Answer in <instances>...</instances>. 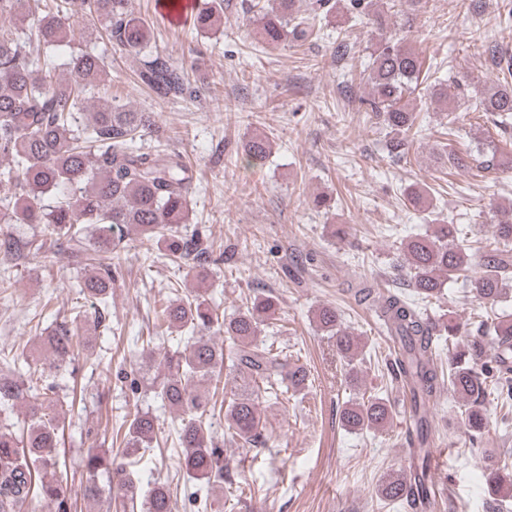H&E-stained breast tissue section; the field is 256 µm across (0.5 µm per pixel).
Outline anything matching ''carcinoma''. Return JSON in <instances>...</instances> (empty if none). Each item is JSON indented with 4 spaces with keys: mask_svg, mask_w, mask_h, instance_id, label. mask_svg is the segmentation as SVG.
<instances>
[{
    "mask_svg": "<svg viewBox=\"0 0 512 512\" xmlns=\"http://www.w3.org/2000/svg\"><path fill=\"white\" fill-rule=\"evenodd\" d=\"M28 0H0V158L8 170L0 177V223L40 224L49 240L66 238L86 242V260L93 274L82 283L91 310L73 312L71 324L62 323L38 336L44 353L12 358L14 372L0 374V512H39L41 503L53 512H70L60 468L66 415L49 412L66 400L74 408L71 388L59 396L56 382L83 349L77 320L99 328L112 298V285L121 277V248L131 232L141 246L163 247L166 259L185 276L196 277L210 262L199 232L187 231L193 167L178 153H168L145 142L159 132L152 112L132 109L108 92L110 67L106 56L93 50L70 52L66 78H54L40 65L46 49H60L72 41V19L90 16L101 24L110 42L127 52L147 47L152 30L136 11L134 0H41L33 12ZM296 0H243L244 13L252 15L261 39L269 46L288 40L303 44L314 34L307 17L298 14ZM351 10L380 31L371 62L361 71L369 93L358 99L357 111L378 129L387 131L390 157L409 153L416 114L410 97L422 85L423 60L399 34L389 30L385 11L377 0H349ZM193 28L217 34L224 25V0H205L192 19ZM34 32L36 43L22 40L20 27ZM141 80L159 98L184 91V76L167 57L156 55L144 64ZM424 86V85H422ZM425 95L445 106L448 135L457 120L451 104L457 94L436 76L424 86ZM481 111L495 117L502 130L512 127V83L490 86L479 102ZM250 166L264 164L271 154L265 136L251 138L244 147ZM448 168H471L468 151L449 150ZM483 170L512 169V153L493 148L479 162ZM402 196L414 208L428 201V191L409 185ZM493 247L476 246L455 224H437L432 234L410 237L402 244L396 268L406 271L407 287L415 298L398 288H363L360 300L369 304L393 342L394 358L387 367L409 394L410 440L417 448L414 486L401 475H390L377 488L380 498L406 503L428 512L433 506L426 416L448 387L466 402L472 439L485 425L486 401L492 394L512 411V315L496 304L512 291V206L496 210ZM477 251L481 272L471 280L472 292L489 313L475 321L476 335L462 350L448 352V366L438 362V340L453 338L459 326L431 318L422 303L437 297L445 285L468 280L470 252ZM160 301L153 330L142 344L146 356L162 334L182 329L183 348L165 357L167 374L153 381L152 397L177 414V426L167 431L157 416L136 411L124 417L111 445L119 447L121 463L112 461V449L90 448L81 458L83 495L96 503L112 501V484L122 490L125 512H172L168 486L158 481L141 483L126 464L137 463L155 447L168 442L180 448V469L189 482L214 487L224 483V449L214 435V419L224 417L232 438L243 448L265 444L262 400L301 391L307 370L291 362L274 346L257 341L262 327L277 310L272 296H258L230 317H221L199 294H179ZM313 323L335 338L336 351L347 367V383L359 382L358 337L344 327L341 313L323 304L313 313ZM224 333L217 344L210 333ZM233 384L229 400L216 405L202 385ZM26 407L22 430L14 431L10 412ZM393 408L383 397L349 401L341 409L342 424L353 431H376L392 418ZM491 483L501 500L512 497V463L503 459L488 465Z\"/></svg>",
    "mask_w": 512,
    "mask_h": 512,
    "instance_id": "obj_1",
    "label": "carcinoma"
}]
</instances>
